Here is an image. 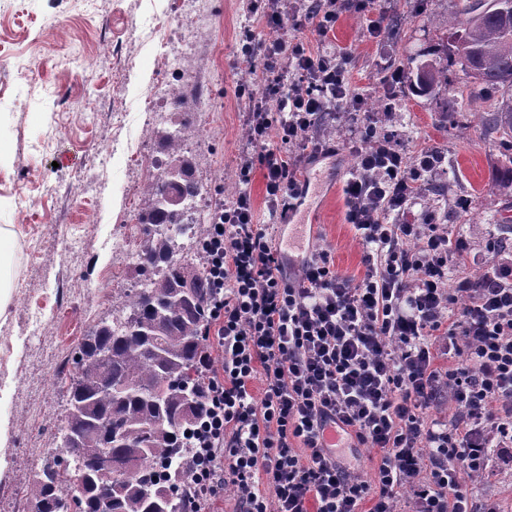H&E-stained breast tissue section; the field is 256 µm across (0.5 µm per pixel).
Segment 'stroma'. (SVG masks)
Masks as SVG:
<instances>
[{
    "instance_id": "1",
    "label": "stroma",
    "mask_w": 512,
    "mask_h": 512,
    "mask_svg": "<svg viewBox=\"0 0 512 512\" xmlns=\"http://www.w3.org/2000/svg\"><path fill=\"white\" fill-rule=\"evenodd\" d=\"M173 0H0V133L12 159L0 169V225H16L13 272L17 286L0 314V512H29L33 470L60 457L67 426L66 399L79 348L123 299L112 282V242L132 231L143 195L127 201L126 161L146 143L162 166L167 151L151 134L142 100L151 86L172 82L161 36L185 35L195 45L200 83L191 107L202 141L191 155L224 175L215 194L240 187L239 153L247 150L241 101L248 52L282 38L347 58L352 90L361 100L391 98L386 130L408 153L430 150L444 159L431 190L410 215L437 210L450 237L465 239L479 276L489 245L512 255V188L499 172L512 141L485 128L498 100L450 63L448 21L458 0H373L360 9L344 0L343 14L326 39L307 27L278 32L264 27L249 0H202L211 23L183 26ZM381 21L369 37L368 21ZM434 60L448 67V84L415 96L391 82L403 65ZM332 155L305 169L307 188L290 223L275 226L284 255L300 258L329 246L337 270L361 275L368 251L345 219L343 188L361 142L345 107L326 116ZM40 316L30 335L28 316Z\"/></svg>"
}]
</instances>
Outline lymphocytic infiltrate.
<instances>
[{"label":"lymphocytic infiltrate","mask_w":512,"mask_h":512,"mask_svg":"<svg viewBox=\"0 0 512 512\" xmlns=\"http://www.w3.org/2000/svg\"><path fill=\"white\" fill-rule=\"evenodd\" d=\"M337 4L266 0L263 19L325 37ZM256 63L253 149L239 154L242 186L205 242L208 418L192 435L189 512H210L227 491L236 512H502L496 494L479 501L474 488L512 466V267L493 255L478 278L464 276L466 246L437 225L387 222L414 205L436 158L407 157L369 112L344 195L375 256L359 277L336 271L325 249L292 267L255 219L251 175L261 170L269 215L289 223L308 157L335 149L324 116L359 100L341 61L303 43H262ZM287 64L307 89L285 84ZM273 134L280 148H267ZM360 447L375 451L370 470L347 458Z\"/></svg>","instance_id":"f902f5d3"}]
</instances>
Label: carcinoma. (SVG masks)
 <instances>
[{"instance_id": "obj_1", "label": "carcinoma", "mask_w": 512, "mask_h": 512, "mask_svg": "<svg viewBox=\"0 0 512 512\" xmlns=\"http://www.w3.org/2000/svg\"><path fill=\"white\" fill-rule=\"evenodd\" d=\"M485 0H459L453 30L456 63L483 89L501 92L486 122L512 139V8L478 13ZM475 53L462 52V47ZM421 96L448 84V67L424 62L409 72ZM171 155L143 189L144 239L137 258L143 287L125 293L112 322H102L81 345L68 389L65 437L78 472L46 461L34 472L31 512H62L68 497L81 512H185L183 470L193 451L184 432L208 410L199 358L210 314L212 288L202 264L207 226L196 217L201 182L185 157L181 129H157ZM89 448H107L112 467V506L97 499L105 481Z\"/></svg>"}]
</instances>
